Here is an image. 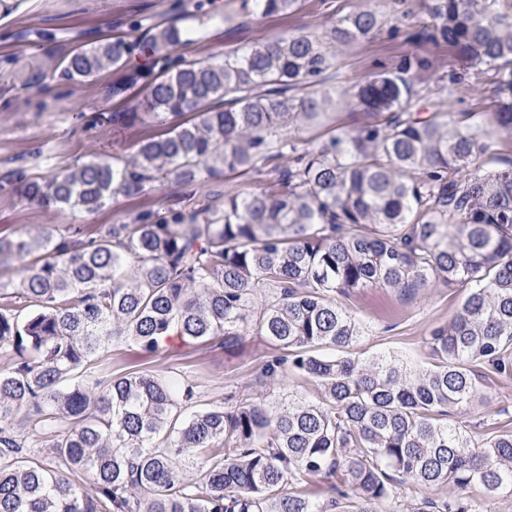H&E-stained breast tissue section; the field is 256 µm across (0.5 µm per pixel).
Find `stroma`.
<instances>
[{"mask_svg":"<svg viewBox=\"0 0 512 512\" xmlns=\"http://www.w3.org/2000/svg\"><path fill=\"white\" fill-rule=\"evenodd\" d=\"M369 8L383 13V27L372 39L341 48L335 86L351 87L378 65L393 67L404 55L415 54L430 63L418 76L425 90L417 104L421 115L447 112L452 127L493 122L489 85L463 67L452 49L443 43L407 42V34L431 23L428 0H297L288 13L272 16L247 13L241 0H21L14 12L0 16V238L56 237L72 228L81 229L83 238H96L145 212L223 207L225 194L260 190L271 178L267 172L205 173L193 183L171 178L135 196H116L92 211L44 208L25 199L18 190L20 179L46 181L91 161L129 158L140 144L173 125L163 118L98 121L99 113L135 106L142 94L135 88L113 95L126 69H106L79 84L65 80L58 63L71 49L122 36L131 45L126 68L146 70L154 64L153 54L145 50L151 28L174 23L190 31L191 40L170 48L171 58L219 60L224 53L293 32L323 34L337 19ZM465 294V289L440 283L406 292L363 288L338 296L364 331L352 357L365 360L390 352L418 367H433L430 333L455 318ZM282 354L252 334L229 348L218 338L188 343L171 335L152 353L130 341L114 342L95 366L115 377L148 373L185 379L202 408L223 405L231 392L273 405L291 394L320 401L316 380L289 367L267 373V364ZM476 372L484 402L466 411L462 422L478 436L512 431V377L484 365ZM425 498L461 500L470 512H512V496H492L477 484L430 489L411 481L397 484L379 510L405 512L410 503Z\"/></svg>","mask_w":512,"mask_h":512,"instance_id":"1","label":"stroma"}]
</instances>
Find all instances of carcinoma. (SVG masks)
Here are the masks:
<instances>
[{
  "mask_svg": "<svg viewBox=\"0 0 512 512\" xmlns=\"http://www.w3.org/2000/svg\"><path fill=\"white\" fill-rule=\"evenodd\" d=\"M297 0H242L264 15ZM432 25L410 40L445 42L489 82L496 130L448 126L444 113L415 115L422 89L406 56L360 80L349 103L374 121L326 140L288 134L319 121L316 87L336 71V48L374 36L373 10L336 21L327 38L291 33L224 54L178 61L167 49L185 33L156 26L148 42L159 71H132L116 93L142 84L139 108L107 120H200L143 142L120 164L91 161L22 195L45 208L92 211L119 195L202 173L277 172L258 192L224 196L164 216L146 212L98 239H0V262L22 265L19 288L0 286V512H336L293 489L320 476L350 484L378 512L394 482L480 484L512 494V431L480 440L456 419L481 399L473 366L512 374V158L485 167L496 134L512 135V0H430ZM121 37L79 47L59 63L81 83L130 53ZM36 251L45 258L29 257ZM469 289L454 320L431 332L439 362L418 371L396 356L361 361L360 331L336 295L362 288ZM270 290L257 335L288 351L284 363L320 382V404L299 398L277 410L231 395L191 410L193 388L147 374L99 376L91 362L114 339L152 352L175 331L187 340L247 334L254 292ZM27 311L24 318L19 312ZM31 430L24 438L14 428ZM51 439L55 466L39 448ZM198 471L189 479L186 472ZM88 474L95 495L73 483ZM407 512H468L461 500L423 499Z\"/></svg>",
  "mask_w": 512,
  "mask_h": 512,
  "instance_id": "cac0c4a2",
  "label": "carcinoma"
}]
</instances>
